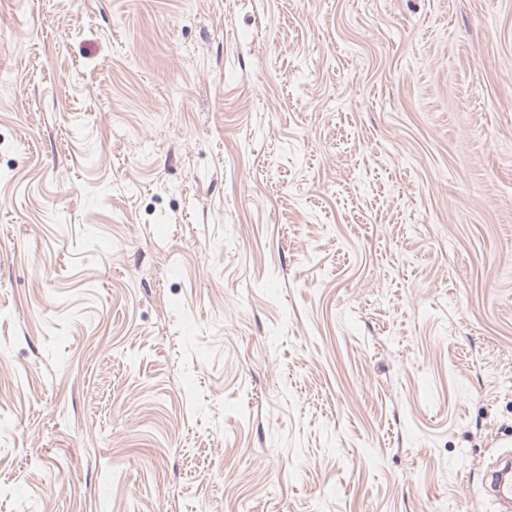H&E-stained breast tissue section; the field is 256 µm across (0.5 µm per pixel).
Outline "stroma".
I'll return each mask as SVG.
<instances>
[{
    "label": "stroma",
    "mask_w": 512,
    "mask_h": 512,
    "mask_svg": "<svg viewBox=\"0 0 512 512\" xmlns=\"http://www.w3.org/2000/svg\"><path fill=\"white\" fill-rule=\"evenodd\" d=\"M512 0H0V512H496Z\"/></svg>",
    "instance_id": "stroma-1"
}]
</instances>
